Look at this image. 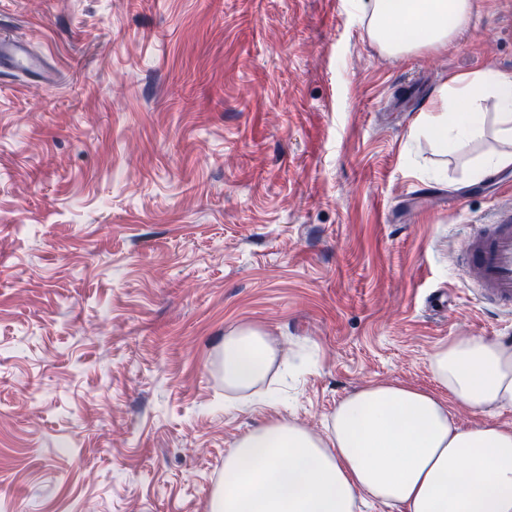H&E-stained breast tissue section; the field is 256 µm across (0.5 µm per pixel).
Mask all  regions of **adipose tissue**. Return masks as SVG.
<instances>
[{"label":"adipose tissue","mask_w":512,"mask_h":512,"mask_svg":"<svg viewBox=\"0 0 512 512\" xmlns=\"http://www.w3.org/2000/svg\"><path fill=\"white\" fill-rule=\"evenodd\" d=\"M476 0H357L367 37L391 56L457 42ZM440 153L491 129L498 149L470 167L478 182L512 169V73L456 74L418 118ZM279 357L255 327L224 335V390L255 394ZM447 397L371 382L342 399L323 431L272 419L224 456L210 512H354L368 495L400 512H512V426L461 425L453 411L512 409V344L457 336L428 356Z\"/></svg>","instance_id":"1"}]
</instances>
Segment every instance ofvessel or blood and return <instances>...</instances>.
Returning a JSON list of instances; mask_svg holds the SVG:
<instances>
[{"label":"vessel or blood","mask_w":512,"mask_h":512,"mask_svg":"<svg viewBox=\"0 0 512 512\" xmlns=\"http://www.w3.org/2000/svg\"><path fill=\"white\" fill-rule=\"evenodd\" d=\"M27 72L48 83L53 72L34 54L26 40L0 33V67ZM457 263L471 277L480 298L489 306L512 310V207L502 206L487 223L472 225Z\"/></svg>","instance_id":"1"}]
</instances>
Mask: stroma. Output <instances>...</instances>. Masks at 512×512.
Segmentation results:
<instances>
[{
    "instance_id": "stroma-1",
    "label": "stroma",
    "mask_w": 512,
    "mask_h": 512,
    "mask_svg": "<svg viewBox=\"0 0 512 512\" xmlns=\"http://www.w3.org/2000/svg\"><path fill=\"white\" fill-rule=\"evenodd\" d=\"M382 53L352 0H0L54 85L0 71V512H208L271 418L324 429L372 381L434 391L455 336L512 344L455 256L512 205L415 125L512 73V0ZM254 326L267 399L224 395ZM279 357L268 336L255 327H239L224 335V391L236 396L258 392Z\"/></svg>"
}]
</instances>
